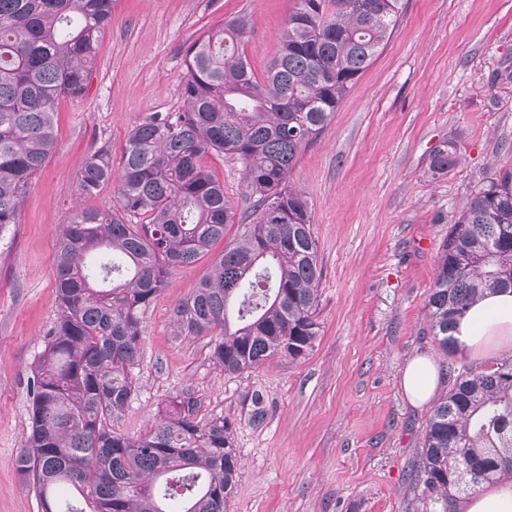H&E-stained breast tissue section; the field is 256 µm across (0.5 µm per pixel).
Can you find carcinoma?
<instances>
[{"label": "carcinoma", "mask_w": 512, "mask_h": 512, "mask_svg": "<svg viewBox=\"0 0 512 512\" xmlns=\"http://www.w3.org/2000/svg\"><path fill=\"white\" fill-rule=\"evenodd\" d=\"M114 0H0V230L18 221L31 177L56 147L54 113L83 96ZM402 0H296L279 52L257 76L247 14L227 18L185 54L183 108L129 134L115 173L101 147L79 194L117 175L115 202L76 209L58 239L60 313L29 377V432L15 460L42 512H224L239 477L231 424L196 419L185 395L148 433L112 419L134 391L143 316L171 270L235 236L173 311L178 336H211V358L241 374L274 357L308 355L321 334L318 243L307 198L288 186L299 153L333 120L399 24ZM230 155L250 211L235 215L202 159ZM444 141L431 169L446 175ZM512 288V172L471 192L443 244L425 302L443 353L457 321L490 290ZM448 392L426 421L413 470L438 512L512 472V362L446 369Z\"/></svg>", "instance_id": "1"}]
</instances>
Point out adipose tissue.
I'll use <instances>...</instances> for the list:
<instances>
[{
    "mask_svg": "<svg viewBox=\"0 0 512 512\" xmlns=\"http://www.w3.org/2000/svg\"><path fill=\"white\" fill-rule=\"evenodd\" d=\"M457 343L472 356L492 360L512 349V292L488 293L459 320ZM440 378L431 354L410 357L403 368L400 386L411 405L421 406L434 396ZM458 512H512V475L486 486L479 493L460 500Z\"/></svg>",
    "mask_w": 512,
    "mask_h": 512,
    "instance_id": "adipose-tissue-1",
    "label": "adipose tissue"
}]
</instances>
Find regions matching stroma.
Segmentation results:
<instances>
[{
    "mask_svg": "<svg viewBox=\"0 0 512 512\" xmlns=\"http://www.w3.org/2000/svg\"><path fill=\"white\" fill-rule=\"evenodd\" d=\"M295 0H116L84 95L62 98L57 147L32 179L17 223L0 230V512H41L15 469L29 430L28 378L59 313L53 257L78 207L104 209L113 186L79 197L87 157L107 148L120 162L130 131L183 105L188 45L244 13L245 53L263 73ZM458 143L448 175L430 170L441 141ZM204 164L234 213L250 205L241 164ZM512 168V0H404L383 53L332 122L306 147L289 182L307 198L323 269L321 334L309 355L275 357L239 375L211 358L207 336L174 334L173 309L208 273L210 255L173 270L144 317L136 389L113 422L136 438L183 393L196 417L233 424L240 460L226 512H431L410 480L431 405L414 407L399 383L419 352L439 364L477 367L443 354L425 301L442 244L464 199ZM262 394L266 415L251 420Z\"/></svg>",
    "mask_w": 512,
    "mask_h": 512,
    "instance_id": "1",
    "label": "stroma"
}]
</instances>
